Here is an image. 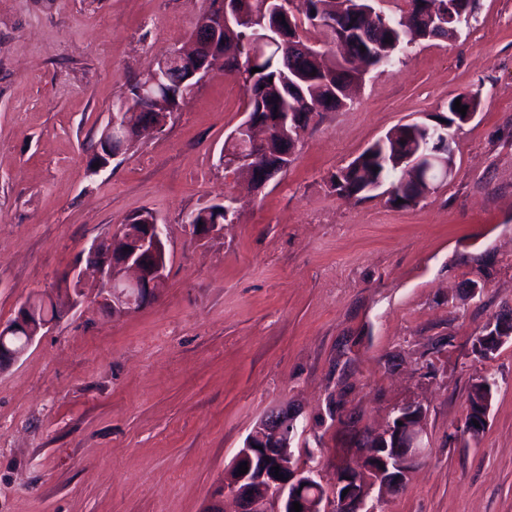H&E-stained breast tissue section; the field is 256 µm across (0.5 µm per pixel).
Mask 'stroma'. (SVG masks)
I'll list each match as a JSON object with an SVG mask.
<instances>
[{
  "mask_svg": "<svg viewBox=\"0 0 512 512\" xmlns=\"http://www.w3.org/2000/svg\"><path fill=\"white\" fill-rule=\"evenodd\" d=\"M206 0H0V322L51 292L64 314L0 370V512H205L256 421L299 409L295 455L331 485L407 402L425 457L376 512H512V342L476 336L512 310V0H480L453 39L416 43L350 106L311 124L288 167L252 187L220 153L244 120L216 72L177 121L89 170L129 82L186 44ZM475 92L455 168L416 206L346 199L329 178L395 125ZM235 199L195 237L187 216ZM151 210L159 295L115 315L92 243ZM494 377L487 428L459 437L468 387Z\"/></svg>",
  "mask_w": 512,
  "mask_h": 512,
  "instance_id": "35a3bbf8",
  "label": "stroma"
}]
</instances>
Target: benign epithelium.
I'll return each mask as SVG.
<instances>
[{"instance_id": "1", "label": "benign epithelium", "mask_w": 512, "mask_h": 512, "mask_svg": "<svg viewBox=\"0 0 512 512\" xmlns=\"http://www.w3.org/2000/svg\"><path fill=\"white\" fill-rule=\"evenodd\" d=\"M239 20L228 10L224 0L202 17L190 36L188 48H174L162 56L156 66L140 78L136 96L112 108L111 118L104 128L105 149H97L90 159V170L98 174L108 168L122 151L147 134L163 131L176 121L179 108L171 113L157 112L163 100L158 89L164 85L170 70L184 75L172 99L179 100L199 86L213 69L224 65V44L218 37L224 28ZM292 46L290 37L277 28H257L239 45L238 59L257 61L268 50ZM343 67L352 75L353 85H361L366 68L358 58L347 55L336 57V66L324 71L322 83L330 89L329 96L336 99V69ZM438 127H427L430 141L407 154L402 162L414 169L423 185L414 196L419 202L437 188L439 180L452 173L454 151L450 139L439 140ZM229 140L235 145L234 154L221 152L224 166L233 167L253 185L264 186L276 173L288 165L293 151L286 145L272 147L262 131L260 121L253 113L233 131ZM163 224L153 211L144 210L132 215L122 230L105 240L91 245L88 264L96 268L101 279L100 302L114 314L133 312L155 299L166 281V251ZM52 320L40 315L36 302L24 301L16 316L0 323V369L16 360L34 343ZM499 329L491 321L484 327L482 352L489 356L512 341V314L498 319ZM26 332L24 345L11 349L6 338L13 332ZM484 398L479 401L475 427L473 421H463L460 433L470 439L479 438L488 424L493 382L479 381ZM424 409L417 402L397 408L386 430L372 438L363 453V459L375 458L377 477L362 480L359 471L341 468L336 472L330 489L322 484L317 465L300 467L295 460L293 442L298 430V414L287 409L272 408L255 424L231 465L224 470V480L213 493L208 512H223L221 499L232 497L239 512H294L293 502L302 506V512H373L369 499L374 488L395 491L400 489L407 474L423 457L422 421ZM247 463L248 472L238 474L240 463ZM280 467L284 479L274 476L273 466ZM348 493H343V490Z\"/></svg>"}]
</instances>
